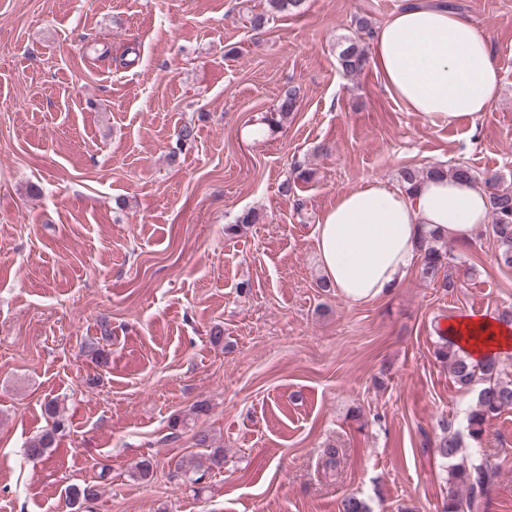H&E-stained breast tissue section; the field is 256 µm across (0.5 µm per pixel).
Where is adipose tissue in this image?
Wrapping results in <instances>:
<instances>
[{"label": "adipose tissue", "mask_w": 512, "mask_h": 512, "mask_svg": "<svg viewBox=\"0 0 512 512\" xmlns=\"http://www.w3.org/2000/svg\"><path fill=\"white\" fill-rule=\"evenodd\" d=\"M373 65L391 96L433 122L481 116L500 88L488 38L435 0H407L377 29ZM488 214L485 187L470 179L434 175L409 194L376 178L324 211L315 226L320 268L346 300L369 302L416 263L422 230L464 241ZM444 330L476 360L512 351V323L497 316L473 312Z\"/></svg>", "instance_id": "obj_1"}]
</instances>
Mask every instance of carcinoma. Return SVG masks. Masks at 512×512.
Returning <instances> with one entry per match:
<instances>
[{"label": "carcinoma", "mask_w": 512, "mask_h": 512, "mask_svg": "<svg viewBox=\"0 0 512 512\" xmlns=\"http://www.w3.org/2000/svg\"><path fill=\"white\" fill-rule=\"evenodd\" d=\"M301 2L266 0L264 9L249 17L251 29L263 31L275 14L295 9ZM372 34L369 17H355L354 33L345 40V46L338 53L339 65L345 74L355 76L365 69L368 63L367 40L372 38ZM297 98L298 90L294 88L284 93L277 108L281 118L286 119L295 111ZM442 172L456 177H474L471 169L463 165L451 166L446 170L432 167L425 171L406 167L401 171V186L411 193L425 178ZM485 185L493 217L492 235L497 247L496 259L499 265L512 268V186L505 184L500 177L487 179ZM456 259L454 247L444 242L443 237L432 232L422 236L418 261L421 280L446 289L454 287V282L449 278V268ZM438 337L441 343L435 351L436 357L448 364L454 383L466 391L476 384L480 385L467 418V435L478 442L493 420L503 412L512 410V373L495 357L483 361L471 359L468 353L444 335L442 329L438 330ZM44 410L52 419V425L26 443V455L31 460L46 456L56 443L57 435L64 431L58 402L48 400ZM193 439L195 446L208 448L210 452L190 466L182 460L175 464V470L182 472L191 485L199 483L207 474L224 465V449L214 447V438L209 430H197ZM435 451L448 463V498L443 512H480V509L487 507L490 489L498 475L497 469L487 459L467 451L462 436L453 430L449 421L442 424V436L435 443ZM108 476L109 473L103 469L98 475V481L71 486L68 491L70 508L78 512L85 503L96 500L100 493V481Z\"/></svg>", "instance_id": "1"}]
</instances>
